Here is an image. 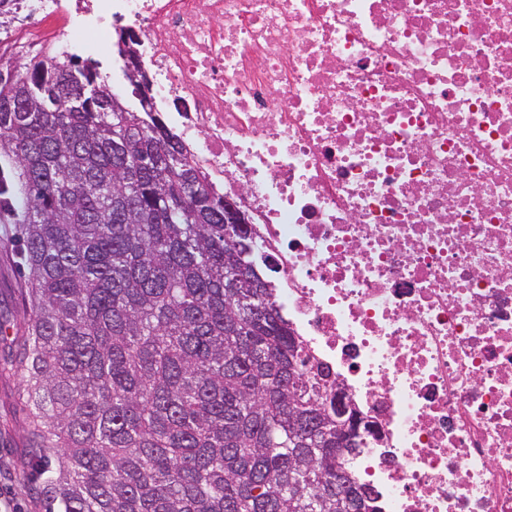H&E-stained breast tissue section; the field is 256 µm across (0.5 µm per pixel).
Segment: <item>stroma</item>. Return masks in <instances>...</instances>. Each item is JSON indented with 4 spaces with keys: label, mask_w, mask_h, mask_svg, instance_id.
Returning a JSON list of instances; mask_svg holds the SVG:
<instances>
[{
    "label": "stroma",
    "mask_w": 512,
    "mask_h": 512,
    "mask_svg": "<svg viewBox=\"0 0 512 512\" xmlns=\"http://www.w3.org/2000/svg\"><path fill=\"white\" fill-rule=\"evenodd\" d=\"M27 282L17 252L0 251V503L10 512H46L44 479L29 453L28 407L20 374L12 367V337L22 335L28 307Z\"/></svg>",
    "instance_id": "35a3bbf8"
}]
</instances>
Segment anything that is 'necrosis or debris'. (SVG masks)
Returning a JSON list of instances; mask_svg holds the SVG:
<instances>
[{"instance_id":"obj_1","label":"necrosis or debris","mask_w":512,"mask_h":512,"mask_svg":"<svg viewBox=\"0 0 512 512\" xmlns=\"http://www.w3.org/2000/svg\"><path fill=\"white\" fill-rule=\"evenodd\" d=\"M248 210L382 512H512V0H9L0 69L107 58Z\"/></svg>"}]
</instances>
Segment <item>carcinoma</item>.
Wrapping results in <instances>:
<instances>
[{"label":"carcinoma","mask_w":512,"mask_h":512,"mask_svg":"<svg viewBox=\"0 0 512 512\" xmlns=\"http://www.w3.org/2000/svg\"><path fill=\"white\" fill-rule=\"evenodd\" d=\"M0 207L22 225L13 366L57 512H377L224 196L144 101L74 57L0 74Z\"/></svg>","instance_id":"1"}]
</instances>
